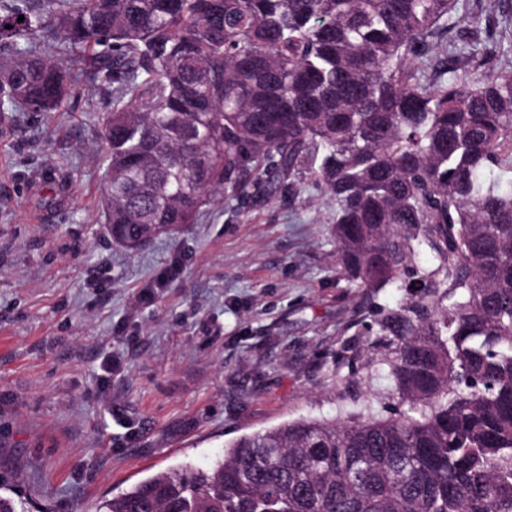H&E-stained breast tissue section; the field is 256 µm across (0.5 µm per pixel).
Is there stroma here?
I'll return each instance as SVG.
<instances>
[{
	"label": "stroma",
	"mask_w": 512,
	"mask_h": 512,
	"mask_svg": "<svg viewBox=\"0 0 512 512\" xmlns=\"http://www.w3.org/2000/svg\"><path fill=\"white\" fill-rule=\"evenodd\" d=\"M76 79L65 111L0 119V490L98 512L241 434L395 409L367 344L409 291L351 287L331 200L256 180L124 250L99 213L112 95Z\"/></svg>",
	"instance_id": "1"
}]
</instances>
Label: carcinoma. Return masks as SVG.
<instances>
[{"mask_svg":"<svg viewBox=\"0 0 512 512\" xmlns=\"http://www.w3.org/2000/svg\"><path fill=\"white\" fill-rule=\"evenodd\" d=\"M459 0H8L0 117L63 111L88 63L112 92L102 211L135 251L217 194L305 174L368 344L407 412L301 417L100 512H512V50L448 40ZM23 21H18V16ZM432 263L420 264L423 251Z\"/></svg>","mask_w":512,"mask_h":512,"instance_id":"carcinoma-1","label":"carcinoma"}]
</instances>
